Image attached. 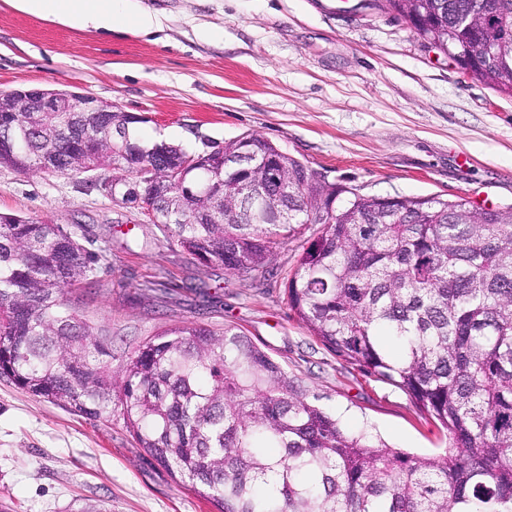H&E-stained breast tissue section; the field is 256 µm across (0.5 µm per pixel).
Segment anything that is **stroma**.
I'll list each match as a JSON object with an SVG mask.
<instances>
[{
	"mask_svg": "<svg viewBox=\"0 0 512 512\" xmlns=\"http://www.w3.org/2000/svg\"><path fill=\"white\" fill-rule=\"evenodd\" d=\"M158 30L74 29L0 0V89L85 93L145 116L144 140L190 151L198 126L260 135L329 180L378 197L512 205V97L470 77L396 13L360 0H142ZM0 213L76 233L99 252L67 298L120 366L163 330L238 326L349 429L433 457L444 433L395 386L342 363L288 306L295 257L241 278L178 247L80 175L0 167ZM0 512H216L138 444L120 405L94 421L0 378Z\"/></svg>",
	"mask_w": 512,
	"mask_h": 512,
	"instance_id": "1",
	"label": "stroma"
}]
</instances>
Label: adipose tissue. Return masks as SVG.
<instances>
[{
  "mask_svg": "<svg viewBox=\"0 0 512 512\" xmlns=\"http://www.w3.org/2000/svg\"><path fill=\"white\" fill-rule=\"evenodd\" d=\"M17 9L77 29H129L148 32L157 17L140 0H14Z\"/></svg>",
  "mask_w": 512,
  "mask_h": 512,
  "instance_id": "ef3b65f1",
  "label": "adipose tissue"
}]
</instances>
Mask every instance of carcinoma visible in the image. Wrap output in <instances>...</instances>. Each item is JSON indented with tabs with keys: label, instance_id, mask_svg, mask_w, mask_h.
Listing matches in <instances>:
<instances>
[{
	"label": "carcinoma",
	"instance_id": "obj_1",
	"mask_svg": "<svg viewBox=\"0 0 512 512\" xmlns=\"http://www.w3.org/2000/svg\"><path fill=\"white\" fill-rule=\"evenodd\" d=\"M404 17L449 59L480 37L512 40V0H370ZM470 76L512 96V58L483 55ZM112 145L110 112H1L0 166L55 176L159 163L154 144ZM269 157L288 186L267 180ZM249 158L262 203L243 198L224 159ZM243 134L192 174L180 224L158 225L208 264L247 277L304 224L320 234L287 277L288 305L337 358L401 389L448 436L423 457L366 429L349 431L298 379L234 325L167 329L117 369L112 349L71 308L66 290L93 279L98 255L57 224L0 217V377L90 418L120 403L130 432L218 512H512V208L464 198L387 202Z\"/></svg>",
	"mask_w": 512,
	"mask_h": 512
}]
</instances>
